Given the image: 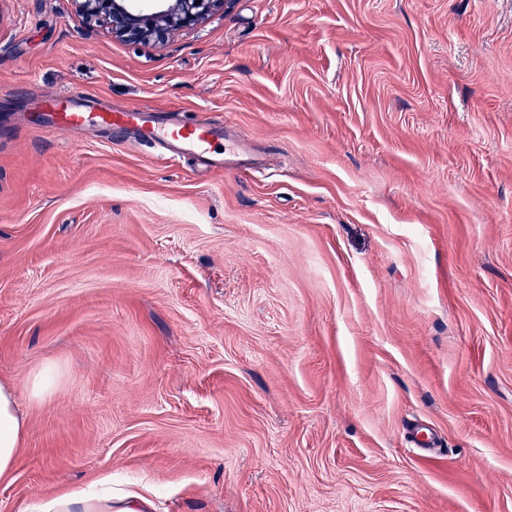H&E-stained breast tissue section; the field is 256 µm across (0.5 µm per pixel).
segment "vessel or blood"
I'll list each match as a JSON object with an SVG mask.
<instances>
[{
  "mask_svg": "<svg viewBox=\"0 0 512 512\" xmlns=\"http://www.w3.org/2000/svg\"><path fill=\"white\" fill-rule=\"evenodd\" d=\"M46 105L47 113L34 116V123L66 133L84 132L93 123L105 130L123 128L134 133L141 144L161 146L177 155H195L212 169L224 166L223 157L211 153L213 143L227 136L223 124L207 123L194 127L174 121L161 124L155 120L153 112L140 107L91 114L81 111L75 101L61 94L48 97Z\"/></svg>",
  "mask_w": 512,
  "mask_h": 512,
  "instance_id": "1",
  "label": "vessel or blood"
}]
</instances>
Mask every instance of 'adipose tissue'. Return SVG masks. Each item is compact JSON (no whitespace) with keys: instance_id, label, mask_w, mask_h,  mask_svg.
Here are the masks:
<instances>
[{"instance_id":"obj_1","label":"adipose tissue","mask_w":512,"mask_h":512,"mask_svg":"<svg viewBox=\"0 0 512 512\" xmlns=\"http://www.w3.org/2000/svg\"><path fill=\"white\" fill-rule=\"evenodd\" d=\"M23 420L16 411L12 388L0 383V478L11 475L23 439ZM150 502L140 495L113 503L111 492H65L24 505L22 512H150Z\"/></svg>"}]
</instances>
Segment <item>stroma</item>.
I'll list each match as a JSON object with an SVG mask.
<instances>
[{"label": "stroma", "instance_id": "35a3bbf8", "mask_svg": "<svg viewBox=\"0 0 512 512\" xmlns=\"http://www.w3.org/2000/svg\"><path fill=\"white\" fill-rule=\"evenodd\" d=\"M54 93L242 150L33 126ZM0 381V512L106 475L152 512H512V0H231L161 45L0 0ZM23 433V420L16 411L13 389L0 383V478L13 472Z\"/></svg>", "mask_w": 512, "mask_h": 512}]
</instances>
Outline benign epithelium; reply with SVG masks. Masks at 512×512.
Returning <instances> with one entry per match:
<instances>
[{"mask_svg": "<svg viewBox=\"0 0 512 512\" xmlns=\"http://www.w3.org/2000/svg\"><path fill=\"white\" fill-rule=\"evenodd\" d=\"M88 19L106 21L112 36L129 42L163 43L170 32L203 22L226 0H156L158 9L145 13L134 0H74Z\"/></svg>", "mask_w": 512, "mask_h": 512, "instance_id": "7a95c632", "label": "benign epithelium"}]
</instances>
